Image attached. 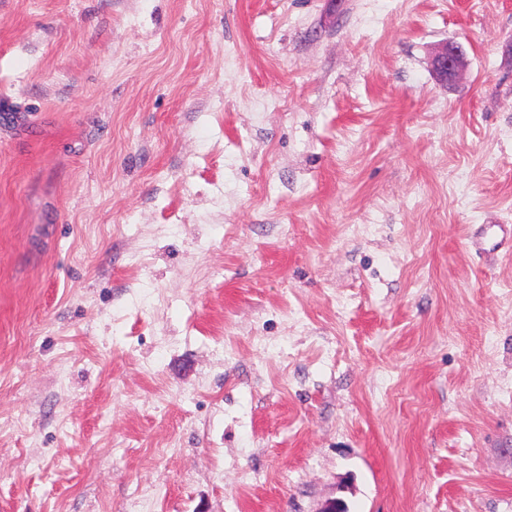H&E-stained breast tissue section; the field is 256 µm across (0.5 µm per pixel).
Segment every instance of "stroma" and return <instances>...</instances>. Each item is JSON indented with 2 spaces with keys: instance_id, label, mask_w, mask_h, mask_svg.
I'll return each mask as SVG.
<instances>
[{
  "instance_id": "stroma-1",
  "label": "stroma",
  "mask_w": 512,
  "mask_h": 512,
  "mask_svg": "<svg viewBox=\"0 0 512 512\" xmlns=\"http://www.w3.org/2000/svg\"><path fill=\"white\" fill-rule=\"evenodd\" d=\"M490 224L512 0H0V512H512ZM430 65L438 81L453 84L467 66L466 51L456 42H446L435 48Z\"/></svg>"
}]
</instances>
